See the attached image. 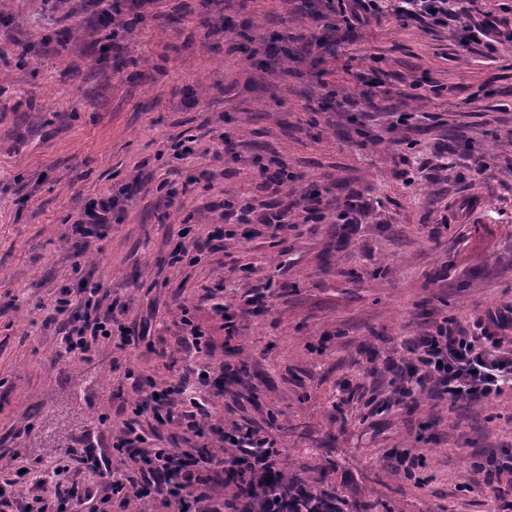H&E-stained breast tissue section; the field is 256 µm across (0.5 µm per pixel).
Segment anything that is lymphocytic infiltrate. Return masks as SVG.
Returning <instances> with one entry per match:
<instances>
[{
    "instance_id": "1",
    "label": "lymphocytic infiltrate",
    "mask_w": 512,
    "mask_h": 512,
    "mask_svg": "<svg viewBox=\"0 0 512 512\" xmlns=\"http://www.w3.org/2000/svg\"><path fill=\"white\" fill-rule=\"evenodd\" d=\"M66 317L64 352L81 359L100 341L112 336L127 338L129 330L117 323L100 301L73 299L62 290L54 305ZM412 360L395 373L396 390L410 396L432 388L450 401L491 399L512 386V336L470 335L441 325L418 338L409 348ZM159 415L182 434L201 436L211 417L209 400L200 391L188 390L185 380L164 389L162 396L147 395L125 421L112 441V452L121 464L105 474L97 512L127 508L131 502L149 504L154 496L165 498L174 512H288L292 494L287 483L267 482L277 470L280 451L273 439L256 428L243 430L234 447L220 455L196 456L181 448H149L140 424L145 413ZM249 476L253 494L248 508L237 500L213 493V484L225 475Z\"/></svg>"
}]
</instances>
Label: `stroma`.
Masks as SVG:
<instances>
[{"label": "stroma", "instance_id": "obj_1", "mask_svg": "<svg viewBox=\"0 0 512 512\" xmlns=\"http://www.w3.org/2000/svg\"><path fill=\"white\" fill-rule=\"evenodd\" d=\"M100 12L0 0V512H31L85 448L110 461L135 379L193 368L226 433L288 423L308 490L512 512V474L486 465L512 455V390L453 403L390 383L437 324L474 334L512 312V42L464 43L455 21L510 28L512 0H448L432 28L401 24L392 0L349 23L337 0H224L220 18L154 0L117 35ZM137 175L116 223L75 229ZM282 211L279 230L263 224ZM181 241L201 245L195 261L173 263ZM85 281L129 342L71 360L52 308ZM185 314L202 352L184 351Z\"/></svg>", "mask_w": 512, "mask_h": 512}]
</instances>
